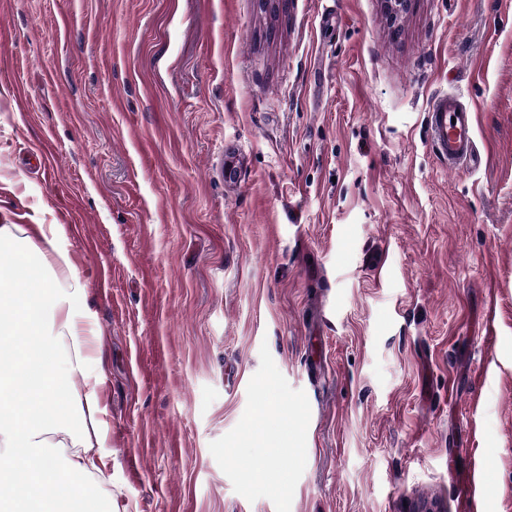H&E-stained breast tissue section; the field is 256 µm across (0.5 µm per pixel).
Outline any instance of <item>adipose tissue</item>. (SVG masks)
Segmentation results:
<instances>
[{
    "mask_svg": "<svg viewBox=\"0 0 512 512\" xmlns=\"http://www.w3.org/2000/svg\"><path fill=\"white\" fill-rule=\"evenodd\" d=\"M59 224L38 227L37 241L16 250L11 265L40 263L44 276H28L0 289V501L10 512H56L41 496L46 475L64 485L78 512H99L85 493L89 476L102 473L107 424L97 386L104 371H91L95 336L89 315L76 314L73 296L84 288L64 247ZM75 376L87 377L78 408L59 393ZM71 447L65 468L44 454L48 443Z\"/></svg>",
    "mask_w": 512,
    "mask_h": 512,
    "instance_id": "1",
    "label": "adipose tissue"
}]
</instances>
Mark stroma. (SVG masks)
Returning a JSON list of instances; mask_svg holds the SVG:
<instances>
[{
    "label": "stroma",
    "instance_id": "35a3bbf8",
    "mask_svg": "<svg viewBox=\"0 0 512 512\" xmlns=\"http://www.w3.org/2000/svg\"><path fill=\"white\" fill-rule=\"evenodd\" d=\"M1 224L66 229L118 512H512V0H0ZM429 112L433 147L448 161V167L459 169L472 162L477 153L473 110L462 103L457 92H445L433 98Z\"/></svg>",
    "mask_w": 512,
    "mask_h": 512
}]
</instances>
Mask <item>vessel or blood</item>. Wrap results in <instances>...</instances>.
<instances>
[{
	"mask_svg": "<svg viewBox=\"0 0 512 512\" xmlns=\"http://www.w3.org/2000/svg\"><path fill=\"white\" fill-rule=\"evenodd\" d=\"M432 144L449 167L460 168L476 153L475 114L462 103L458 93L436 95L429 107Z\"/></svg>",
	"mask_w": 512,
	"mask_h": 512,
	"instance_id": "obj_1",
	"label": "vessel or blood"
}]
</instances>
